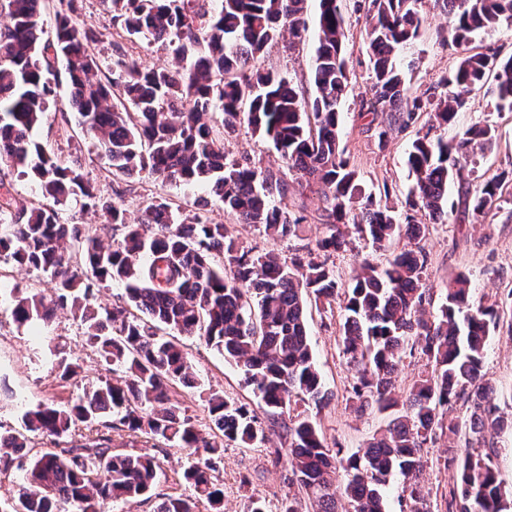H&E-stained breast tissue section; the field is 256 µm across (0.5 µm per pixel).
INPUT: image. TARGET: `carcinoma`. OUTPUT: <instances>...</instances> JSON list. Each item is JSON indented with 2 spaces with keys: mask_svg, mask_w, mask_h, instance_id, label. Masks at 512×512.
I'll return each instance as SVG.
<instances>
[{
  "mask_svg": "<svg viewBox=\"0 0 512 512\" xmlns=\"http://www.w3.org/2000/svg\"><path fill=\"white\" fill-rule=\"evenodd\" d=\"M45 0H0V165L34 176L44 202L18 207L0 194V261L34 270L45 288L17 295L14 321L36 327L59 312L80 322L87 343L112 367L113 377L86 387L64 404L40 402L22 418V429L0 430V467H8L35 438L49 443L29 459L25 482L13 504L0 512H105L109 503L150 498L159 464L147 454L112 448L104 428L122 426L132 440L176 445L192 462L181 471L187 493L168 495L154 512H224L219 483L224 442L249 447L266 440L248 407L206 393L213 433L205 435L171 401V389L195 387L193 365L175 334L197 336L235 362L246 384L272 416L290 410L293 398L321 407L328 392L314 361L308 314L312 305L339 304L341 351L356 372L349 400L353 411H391L385 428L346 457L325 446L317 425L296 418L283 423L291 483L318 506L317 512H385L384 493L394 474L403 478L401 512H429L421 484L424 450L448 437L444 464L457 468L445 497V512H512V485L499 478L496 438L512 430V418L496 403L497 388L484 364L490 338L499 329L501 302L474 304L470 278L458 273L441 291L425 286L428 256L405 248L384 266L363 261L343 283L331 256L348 244L349 229L378 248L405 236L420 241L431 224L448 223V185L461 159L492 150L497 133L478 124L454 146L438 134L450 125L472 88L493 77L498 111L512 112V54L468 49L473 36L505 21L512 0H436L454 23V41L466 47L443 92L411 96L403 79L402 50L422 35V0H364L366 53L372 98L363 116L372 126L383 116L390 130L419 128L407 153L414 181L402 213L364 194L358 173L341 148V107L351 76L343 47L340 0H319V39L311 72L314 96H299L291 81L260 67L267 46L306 38V0H101L135 38L173 46L175 64L143 69L134 60L116 62L112 76L97 77L90 51L95 35L75 22L72 0H58L55 39L42 41ZM64 63L67 108L121 176L144 174L156 181L211 187L236 224H252L268 236H297L304 216L275 198L289 185L255 163L230 159L224 142L246 123L268 141L298 184L321 195L323 235L283 260L240 244L227 225L203 211L184 213L158 195L133 221L126 211L85 180L82 166L52 155L32 133L55 101L49 75ZM122 91L131 108L112 104ZM512 169L485 179L464 204L479 215L497 207ZM74 196L122 228L105 243L63 211ZM124 285L127 306L98 303L100 290ZM418 351L431 371L400 401L395 381L406 353ZM59 377L81 367L54 354ZM466 415H455L456 406ZM83 432L82 442L71 443ZM469 452H460V441Z\"/></svg>",
  "mask_w": 512,
  "mask_h": 512,
  "instance_id": "obj_1",
  "label": "carcinoma"
}]
</instances>
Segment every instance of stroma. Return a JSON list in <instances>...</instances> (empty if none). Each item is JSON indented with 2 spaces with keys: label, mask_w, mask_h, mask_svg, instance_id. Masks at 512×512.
Returning a JSON list of instances; mask_svg holds the SVG:
<instances>
[{
  "label": "stroma",
  "mask_w": 512,
  "mask_h": 512,
  "mask_svg": "<svg viewBox=\"0 0 512 512\" xmlns=\"http://www.w3.org/2000/svg\"><path fill=\"white\" fill-rule=\"evenodd\" d=\"M357 0H343V13L348 41L345 58L352 74V84L341 109L342 144L345 156L358 171L366 192L387 193L388 200L404 206L412 179L406 165L408 147L415 136L414 129L394 132L386 144H379L375 131L367 130L359 112L371 96V73L365 52V15L356 9ZM74 16L82 28L92 31L96 40L94 53L101 73L120 59H135L145 68L168 67L174 62L171 48L144 40L130 39L121 31L111 11L101 0H74ZM421 12L426 19L420 39L404 50L406 85L412 94L420 95L433 89L449 74L462 55L461 47L453 40V25L437 5L436 0H423ZM319 0H307L308 32L303 42L287 45L279 42L263 55L265 69L290 78L296 89L309 96L313 88L309 72L317 42ZM477 123L495 125L498 130L496 148L465 165L461 176L448 190V221L430 225L421 241L428 254V283L442 288L448 277L466 273L474 289L475 300L485 303L503 298L512 289V186L505 187L500 207L483 218L465 211L462 194L475 190L484 179L504 168H512V112H499L489 88L472 91L465 107L460 110L445 135L455 138ZM35 139L50 153L65 159L80 161L85 178L102 195L135 217L153 197L164 195L185 211L206 205L209 217L217 223L230 225L232 233L246 245L289 258L295 249L314 244L321 235L319 221L322 203L318 193L295 185V173H287L291 184L286 205L291 212H303L305 221L299 237L281 240L266 236L254 226L232 223L223 205L201 185L162 184L148 178H125L112 173L111 162L96 148L93 141L75 124L65 122L61 112H47L43 123L34 133ZM229 158L250 159L272 170L282 164L272 146L248 127L225 143ZM405 238L378 250L368 242L354 240L350 250L336 255L334 264L342 279H350L362 259L383 263L401 250ZM0 374L6 375L18 393L20 401L0 407V428H19L27 408L38 402L64 403L80 395L84 387L108 377L103 365L83 336L79 323L69 315H56L43 340H35L31 328L18 325L10 314L12 298L9 287L31 290L40 287L41 277L35 272L0 262ZM340 316L313 310L310 321L315 358L331 400L328 406L299 401L293 403L291 414L311 418L320 429L326 444L350 454L362 448L372 435L384 427L387 414L375 411L357 415L346 402L347 391L354 373L348 366L339 346ZM180 344L187 352L196 371L199 389L175 388L174 398L192 418L198 429L206 431L211 419L200 390L214 388L226 398L248 404L259 421L264 422L267 439L251 448L228 442L224 445V468L219 479L224 487V512H248L251 500L265 502L268 512H279L283 501L297 495L290 482L286 462L275 459L274 451L285 439L280 425L270 424L263 404L243 383L241 371L208 348L195 336H183ZM62 348L68 357L82 368L81 376L64 381L52 367L50 351ZM485 366L497 385L498 403L504 415H512V336L507 331L496 333L486 354ZM140 452L152 451L150 445L137 443ZM155 452V451H152ZM160 469L150 501L134 505L118 504L109 512H153L160 498L184 492L179 481L182 468L190 462L186 450L167 447L155 452Z\"/></svg>",
  "instance_id": "obj_1"
}]
</instances>
